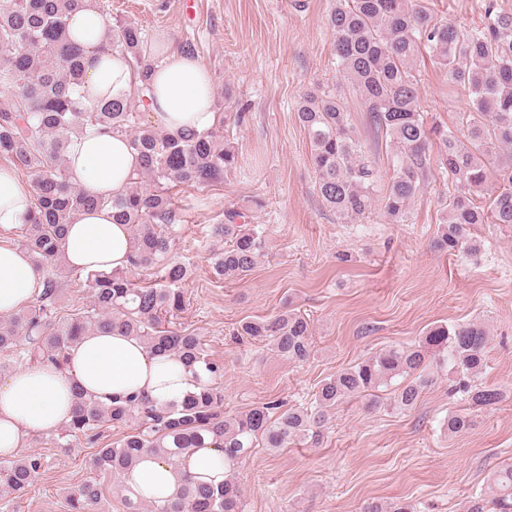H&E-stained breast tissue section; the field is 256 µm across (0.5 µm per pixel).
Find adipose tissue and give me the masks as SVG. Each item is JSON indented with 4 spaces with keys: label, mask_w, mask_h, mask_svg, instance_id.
Returning <instances> with one entry per match:
<instances>
[{
    "label": "adipose tissue",
    "mask_w": 512,
    "mask_h": 512,
    "mask_svg": "<svg viewBox=\"0 0 512 512\" xmlns=\"http://www.w3.org/2000/svg\"><path fill=\"white\" fill-rule=\"evenodd\" d=\"M108 35L95 7L72 14L68 21L69 38L90 58L81 87L88 109L134 84L128 62L105 51ZM148 103L153 124L173 134L186 128L203 133L218 119L205 65L168 45L157 55ZM66 162L75 181L97 195L125 190L137 169L125 137L91 125L73 136ZM32 194V186L19 180L11 166L0 165L1 232L21 223ZM132 253L127 225L113 223L109 208L79 213L67 229L64 259L71 267L108 273L127 267ZM42 281V272L25 250L0 245L1 315L30 304L41 292ZM76 387L106 404L133 394L164 404L194 391L195 380L173 357L149 352L135 337L116 331L93 333L73 348L64 368L26 366L0 380V454H16L29 436L65 424ZM188 478L223 481L222 450L198 448L174 461L146 455L128 476L126 494L143 502L172 500Z\"/></svg>",
    "instance_id": "adipose-tissue-1"
}]
</instances>
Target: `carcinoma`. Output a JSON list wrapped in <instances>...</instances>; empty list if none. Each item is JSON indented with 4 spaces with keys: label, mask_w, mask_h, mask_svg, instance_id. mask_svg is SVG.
Masks as SVG:
<instances>
[{
    "label": "carcinoma",
    "mask_w": 512,
    "mask_h": 512,
    "mask_svg": "<svg viewBox=\"0 0 512 512\" xmlns=\"http://www.w3.org/2000/svg\"><path fill=\"white\" fill-rule=\"evenodd\" d=\"M88 0H5L0 5V156L35 174L36 202L17 227L18 246L35 266L50 273L37 305L0 321V353L25 343V364L63 367L71 349L99 330L138 338L151 352L168 353L192 372L197 391L179 401L157 404L146 396L100 403L77 390L65 436H83L96 448L89 466L120 484L141 459L153 454L175 460L195 449H224V481L216 485L186 480L173 501L143 502L125 496V512H243L242 491L232 471L249 458L261 440L279 449L290 442L319 443L328 412L345 400L367 395L397 379L392 397L397 410L413 409L429 382L421 367L435 352H449L457 386L478 406L496 404L501 393L472 387L485 367L487 331L479 323L431 328L416 345L393 347L324 379L309 408H283L272 400L233 417L224 415V392L213 383L220 366L209 357L201 337L172 327L171 317L185 307L181 286L187 265L173 255L182 214L171 191L204 186L235 169L238 154L224 127L241 122L242 113H224L207 132L171 134L146 118L155 59L146 35L132 21H116L107 49L122 56L134 74V87L84 108L80 87L86 76V51L66 38L70 16ZM328 25L335 36L336 66L366 108V125L375 142L391 151L392 176L377 197L380 173L354 126L344 97L321 89L305 91L297 119L306 132L322 202L343 218L368 212L381 199L385 213L402 218L431 173L429 144L440 140L439 169L454 187L440 219L434 247L474 252V224L512 226V15L488 9L481 27L461 28L439 20L411 0H334ZM427 49L451 81L468 91L463 133L429 126L419 108L413 63ZM87 125L128 140L139 170L122 192L99 196L73 182L65 164L71 136ZM149 187L143 188V182ZM107 206L112 219L126 224L134 242L128 267L110 273L87 272L86 309L59 313V278L65 231L82 211ZM228 212L217 228L229 244L208 257L218 276L242 277L265 254L256 228L237 223ZM152 269L157 282L141 284L129 273ZM237 334L266 342L294 363L311 355L309 321L293 310L240 323ZM128 427L115 441H102V423ZM42 468L32 455L0 456V499L23 493ZM500 495L493 509H512V465L493 476ZM104 492L85 481L66 500V512H96Z\"/></svg>",
    "instance_id": "carcinoma-1"
}]
</instances>
